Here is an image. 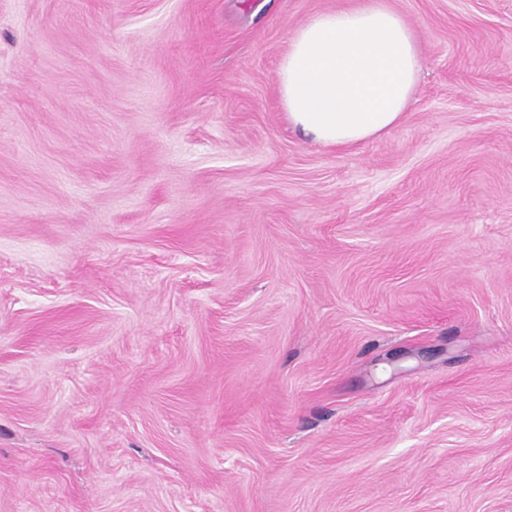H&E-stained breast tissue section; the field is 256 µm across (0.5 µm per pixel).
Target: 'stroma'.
<instances>
[{"label": "stroma", "instance_id": "obj_1", "mask_svg": "<svg viewBox=\"0 0 512 512\" xmlns=\"http://www.w3.org/2000/svg\"><path fill=\"white\" fill-rule=\"evenodd\" d=\"M364 0H0V512H512V0L348 148L276 85Z\"/></svg>", "mask_w": 512, "mask_h": 512}]
</instances>
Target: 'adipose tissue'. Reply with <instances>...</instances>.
<instances>
[{"instance_id":"obj_1","label":"adipose tissue","mask_w":512,"mask_h":512,"mask_svg":"<svg viewBox=\"0 0 512 512\" xmlns=\"http://www.w3.org/2000/svg\"><path fill=\"white\" fill-rule=\"evenodd\" d=\"M421 70L416 38L384 0L313 15L277 71L289 122L320 144L347 147L399 125Z\"/></svg>"}]
</instances>
